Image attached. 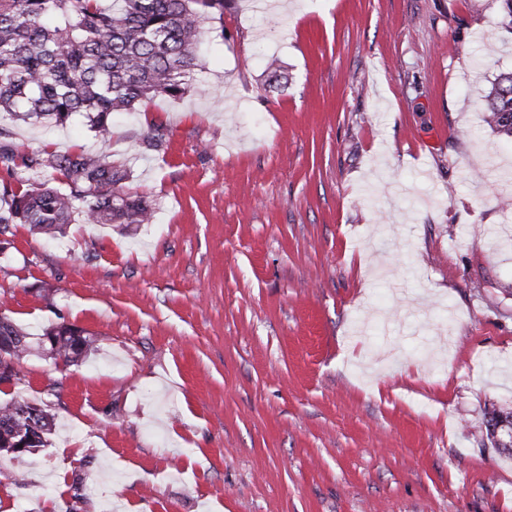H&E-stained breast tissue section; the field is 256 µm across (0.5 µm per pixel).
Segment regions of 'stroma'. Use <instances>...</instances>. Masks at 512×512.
Returning <instances> with one entry per match:
<instances>
[{"instance_id": "1", "label": "stroma", "mask_w": 512, "mask_h": 512, "mask_svg": "<svg viewBox=\"0 0 512 512\" xmlns=\"http://www.w3.org/2000/svg\"><path fill=\"white\" fill-rule=\"evenodd\" d=\"M208 27L191 91L109 143L11 126L125 162L156 213L20 224L0 253L15 322L93 336L10 386L56 428L0 455V512H66L78 473L91 512H512L485 430L512 409V139L483 121L503 0H229ZM153 122L167 148L141 152Z\"/></svg>"}]
</instances>
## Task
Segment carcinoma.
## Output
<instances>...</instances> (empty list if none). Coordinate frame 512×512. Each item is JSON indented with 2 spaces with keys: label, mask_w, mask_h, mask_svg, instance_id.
<instances>
[{
  "label": "carcinoma",
  "mask_w": 512,
  "mask_h": 512,
  "mask_svg": "<svg viewBox=\"0 0 512 512\" xmlns=\"http://www.w3.org/2000/svg\"><path fill=\"white\" fill-rule=\"evenodd\" d=\"M227 0H0V120L66 125L85 117L98 137L112 134V114L132 111L158 97L182 98L199 67L197 47L207 23L223 20ZM485 122L512 137V72L497 77L485 96ZM167 129L154 123L139 141L160 152ZM8 171L38 169L44 180L0 190V251L13 228L27 224L50 237L82 213L86 224H150L155 206L124 189L130 171L103 153L41 150L18 154L0 146ZM45 351L68 366L91 346L82 328L65 322L44 330ZM12 351L0 359V386L19 380L30 352L28 333L0 305V344ZM54 416L42 402L0 399V453L15 458L48 445ZM512 429V411L486 421V437L512 456V443L496 439Z\"/></svg>",
  "instance_id": "cac0c4a2"
}]
</instances>
